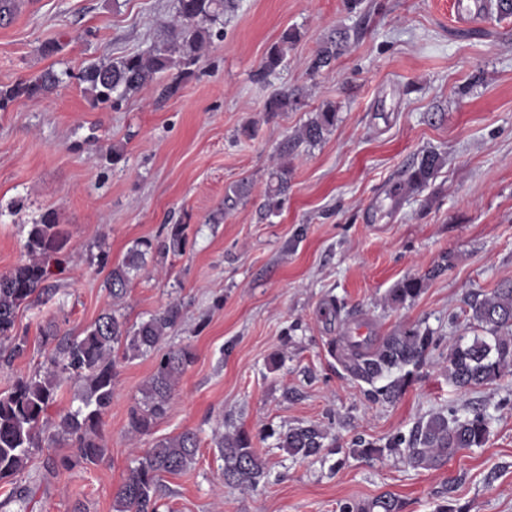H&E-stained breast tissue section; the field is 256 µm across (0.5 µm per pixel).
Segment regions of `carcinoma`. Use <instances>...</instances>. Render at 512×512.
<instances>
[{
	"instance_id": "obj_1",
	"label": "carcinoma",
	"mask_w": 512,
	"mask_h": 512,
	"mask_svg": "<svg viewBox=\"0 0 512 512\" xmlns=\"http://www.w3.org/2000/svg\"><path fill=\"white\" fill-rule=\"evenodd\" d=\"M178 16L172 24L170 39L115 61L89 63L78 79L87 84L93 101L117 104L140 92L162 73L174 67L184 70L196 65L201 50L211 37L212 26L230 0H178ZM299 33L285 31L271 45L262 72L276 70L284 61L288 44ZM342 49V42L330 40L316 50L310 70L318 72L330 66ZM60 79L45 71L34 79L0 90V106L19 97L36 99L52 93ZM300 104V97L282 93L269 98L264 111L269 115L286 112ZM336 125V107L326 104L305 123L295 136L296 142L316 143ZM440 165L434 152L421 155L408 180L409 188L427 183ZM288 164L279 163L270 173L263 208L277 213L288 198ZM68 237L55 223L53 214L44 213L29 225L27 259L10 272L0 275V340L13 343L12 352H24L25 340L15 335L20 307L43 289L52 275L51 262L62 252ZM187 243L185 225L173 224L164 239H139L127 250L122 262L110 267L105 287L115 303L124 300L134 273L151 260L163 266L168 253L183 251ZM422 281L410 278L391 290V300L403 302L420 293ZM470 328L482 332L470 339L458 337L448 346V379L460 390L495 383L512 373V281L503 282L489 294H472L467 301ZM183 306L168 304L158 314L138 326H127L116 311L101 314L81 338L67 339L58 345L46 371L17 379L9 392L0 393V481L12 480L26 468L39 448L59 442L75 448L79 456L97 463L105 455L103 417L112 405L117 377L114 351L123 348V357L136 358L161 348L169 333L182 321ZM438 346L433 333L419 325L400 329L390 336H341L330 344L346 377L367 385L364 393L375 402H391L404 390L413 371L425 364L429 352ZM190 346L171 347L162 354L142 390V401L131 407L128 431L144 435L163 418L174 396L180 377L194 361ZM65 381L84 384L83 406L58 414L51 421L47 411L55 401L56 389ZM489 435L486 410L470 406L461 411L451 407L420 421L407 435L398 434L378 448L370 443L356 449L366 459L385 453L403 458L414 469H436L463 449L480 448ZM327 433L318 425L299 426L279 435V447L293 457L308 458L324 448ZM224 460V481L240 487L257 488L265 479L262 459L248 434H220L214 439ZM199 439L187 430L155 441L137 465L128 469L113 495L114 512H160L159 476L179 473L195 460ZM403 502L383 496L367 503L344 504L340 512H402Z\"/></svg>"
}]
</instances>
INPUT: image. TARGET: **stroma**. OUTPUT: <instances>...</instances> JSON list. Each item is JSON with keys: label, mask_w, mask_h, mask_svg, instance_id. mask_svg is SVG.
I'll return each instance as SVG.
<instances>
[{"label": "stroma", "mask_w": 512, "mask_h": 512, "mask_svg": "<svg viewBox=\"0 0 512 512\" xmlns=\"http://www.w3.org/2000/svg\"><path fill=\"white\" fill-rule=\"evenodd\" d=\"M0 25V87L51 70L60 87L0 108V274L26 258L27 226L53 211L66 232L65 264L17 313L21 356L0 343V392L47 364L59 337H75L119 308L137 324L183 304L168 346L191 345L167 414L150 434L127 431L128 412L158 358L119 359L104 417L107 452L83 461L67 445L36 452L14 481L0 482V512H114L113 494L155 440L191 430L193 464L162 474L166 512H339L382 495L404 512H512V375L470 391L448 379L449 343L465 332L468 295L512 281V15H455V0H235L221 33L190 73L173 69L119 104L94 103L77 78L92 59L117 58L170 37L178 0H17ZM294 29L282 65L259 76L268 48ZM344 51L319 72L326 41ZM56 44L42 53L44 44ZM178 84L176 94L165 88ZM302 91L300 108L266 116L272 95ZM332 131L290 156L291 189L267 214L263 195L288 140L323 104ZM120 162L106 158L110 148ZM426 151L435 176L405 182ZM251 189L224 208L230 186ZM186 227L183 252L147 264L121 305L88 261L103 241L111 263L143 238ZM420 294L390 300L396 284ZM343 306L330 315L328 308ZM420 324L440 336L425 365L392 403L367 399L330 353L337 336H386ZM53 340H46L47 332ZM479 404L489 417L483 447L416 470L400 457L362 460L356 441L385 445L448 407ZM317 424L327 448L307 459L278 446L280 433ZM242 430L268 471L258 489L225 484L214 438ZM71 466L52 470L49 460ZM342 46V42L337 40H330L320 45L310 62V70L318 72L330 66L340 54Z\"/></svg>", "instance_id": "1"}]
</instances>
